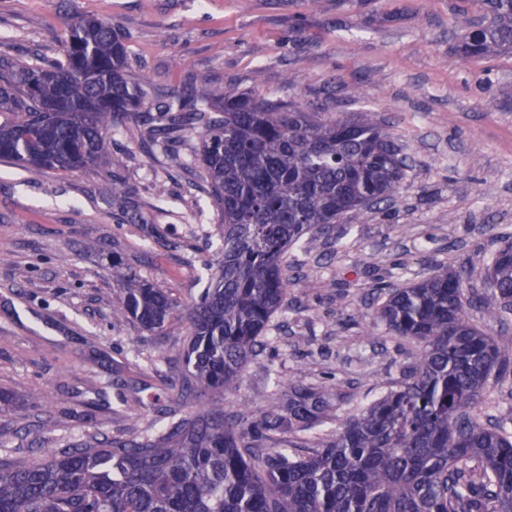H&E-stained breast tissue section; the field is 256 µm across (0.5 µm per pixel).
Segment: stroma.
<instances>
[{"mask_svg": "<svg viewBox=\"0 0 512 512\" xmlns=\"http://www.w3.org/2000/svg\"><path fill=\"white\" fill-rule=\"evenodd\" d=\"M81 13L125 35L129 77L149 101L189 90L201 102L231 84L329 117L368 111L408 157L393 203L297 254L276 341L246 366L228 410L282 405L304 365L310 381L337 386L345 419L394 387L416 350L365 321L380 286L447 267L468 266L469 317L512 354V319L481 309L492 294L480 262L512 241V52L453 57L455 36L482 20L474 0H0V52L59 59ZM150 139L130 116L112 134L111 160L74 172L0 162V441L10 447L134 436L170 403L188 326L175 318L150 334L115 319L112 266L191 304L217 267L221 212L202 179L198 131L168 151ZM481 409L512 419V367L490 379Z\"/></svg>", "mask_w": 512, "mask_h": 512, "instance_id": "stroma-1", "label": "stroma"}]
</instances>
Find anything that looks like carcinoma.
Instances as JSON below:
<instances>
[{"instance_id":"1","label":"carcinoma","mask_w":512,"mask_h":512,"mask_svg":"<svg viewBox=\"0 0 512 512\" xmlns=\"http://www.w3.org/2000/svg\"><path fill=\"white\" fill-rule=\"evenodd\" d=\"M475 2L486 22L454 55L511 52L512 0ZM208 101L149 103L129 78L124 37L93 14L70 23L53 63L0 52V112L14 115L0 123L1 161L82 169L110 154L108 133L132 114L163 144L197 126L222 216L215 277L181 311L166 289L116 272V318L150 332L176 315L189 325L164 424L135 437L94 431L27 457L0 441V512H512V431L479 413L509 360L469 319L462 270L385 292L376 320L420 350L396 388L332 433L312 435L341 399L333 384L294 381L278 410H224L297 280L289 256L393 200L408 163L370 112L326 117L235 86ZM482 265L495 297L487 314L501 321L512 312V241ZM187 400L193 410L178 415Z\"/></svg>"}]
</instances>
